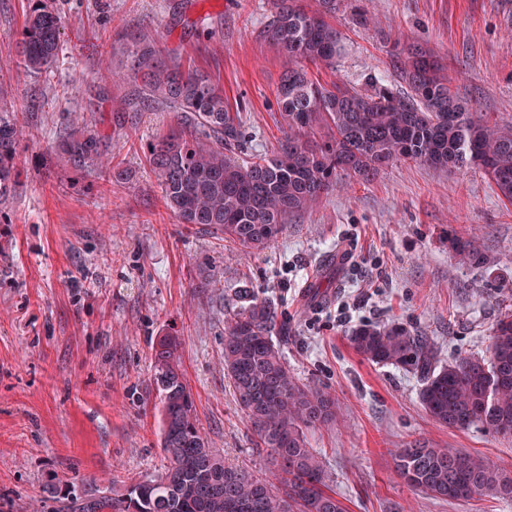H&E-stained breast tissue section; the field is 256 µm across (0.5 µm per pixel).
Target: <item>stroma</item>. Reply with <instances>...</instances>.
<instances>
[{
    "label": "stroma",
    "instance_id": "obj_1",
    "mask_svg": "<svg viewBox=\"0 0 512 512\" xmlns=\"http://www.w3.org/2000/svg\"><path fill=\"white\" fill-rule=\"evenodd\" d=\"M65 33L54 68L24 73L28 0H0V107L25 126L15 193L0 200V512H34L48 482H128L167 464L151 392L153 346L175 334L200 426L227 462L266 478L257 436L224 375V325L250 286L273 298L283 349L301 382L336 396L337 421L307 438L349 512H512V500L443 501L408 487L391 453L426 442L490 459L512 474V437L456 430L422 408L416 376L350 345L362 323L428 337L442 360L486 355L512 313V205L481 171L396 161L289 215L270 246L245 254L213 226L181 224L146 145L172 112L132 107L130 83L102 61L140 37L178 50L219 81L245 122L249 159L283 137L276 95L287 58L261 31L270 0H56ZM371 25L357 22L358 11ZM343 51L325 84H397L395 43L442 58L451 88L512 128V0H341ZM111 139V176L74 171L51 150L74 117ZM469 239L490 268L459 261ZM215 287H201L205 277Z\"/></svg>",
    "mask_w": 512,
    "mask_h": 512
}]
</instances>
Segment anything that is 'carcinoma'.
<instances>
[{"mask_svg":"<svg viewBox=\"0 0 512 512\" xmlns=\"http://www.w3.org/2000/svg\"><path fill=\"white\" fill-rule=\"evenodd\" d=\"M306 10L300 0H272L261 34L288 59L277 92L287 134L271 158L240 161L245 126L224 90L210 76L186 68L175 52L167 59L143 39L122 48L123 77L136 87L138 104L173 112L180 129L148 144L149 163L161 179L165 203L181 224L224 230L242 251L264 249L284 228L288 215L307 208L336 186L340 171L363 179L395 160L410 159L439 170L475 167L500 196L512 203V130H502L451 90L440 59L420 46L395 48L393 70L408 97L393 86L371 89L313 79L308 65L332 68L342 36L325 17L337 0H317ZM64 22L47 0H33L20 39L25 71L39 75L58 60ZM324 126L330 137L320 148L308 135ZM23 126L15 112L0 109V199L16 187V144ZM55 150L89 176L111 164L105 137L89 121L73 120L56 138ZM452 245L465 263L489 265L472 242ZM241 307L224 327V374L234 400L266 449L273 479L232 467L202 434L187 387L177 337L167 334L154 347L155 409L164 471L115 488L95 485L46 487L52 512H347L305 431L336 421V399L298 381L282 345L273 339L278 311L249 286L239 289ZM353 348L377 365L416 375L419 401L436 422L467 429L481 426L512 435V314L492 327L489 356L459 355L441 362L434 346L398 327L362 324L348 336ZM396 474L409 487L440 500L475 496L512 498V477L483 457L456 448L420 443L393 452Z\"/></svg>","mask_w":512,"mask_h":512,"instance_id":"obj_1","label":"carcinoma"}]
</instances>
